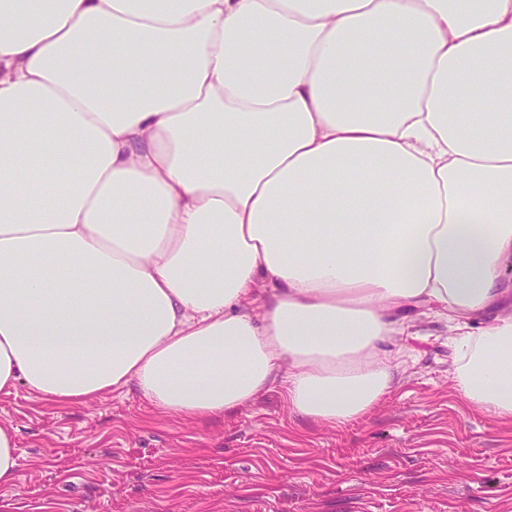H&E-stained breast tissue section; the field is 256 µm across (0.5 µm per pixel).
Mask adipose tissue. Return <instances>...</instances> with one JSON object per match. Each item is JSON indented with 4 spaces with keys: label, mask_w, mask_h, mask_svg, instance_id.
I'll use <instances>...</instances> for the list:
<instances>
[{
    "label": "adipose tissue",
    "mask_w": 512,
    "mask_h": 512,
    "mask_svg": "<svg viewBox=\"0 0 512 512\" xmlns=\"http://www.w3.org/2000/svg\"><path fill=\"white\" fill-rule=\"evenodd\" d=\"M509 264L512 0H0V392L342 426L432 304L511 424Z\"/></svg>",
    "instance_id": "ef3b65f1"
}]
</instances>
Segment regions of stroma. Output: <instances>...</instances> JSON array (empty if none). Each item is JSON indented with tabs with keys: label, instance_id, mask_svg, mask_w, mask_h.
<instances>
[{
	"label": "stroma",
	"instance_id": "1",
	"mask_svg": "<svg viewBox=\"0 0 512 512\" xmlns=\"http://www.w3.org/2000/svg\"><path fill=\"white\" fill-rule=\"evenodd\" d=\"M451 335L410 312L391 389L336 428L300 426L273 390L195 421L133 388L61 406L18 386L0 394L20 454L0 512H512V426L465 406Z\"/></svg>",
	"mask_w": 512,
	"mask_h": 512
}]
</instances>
